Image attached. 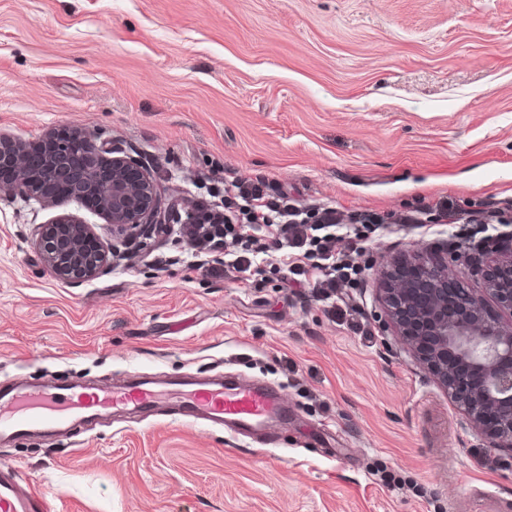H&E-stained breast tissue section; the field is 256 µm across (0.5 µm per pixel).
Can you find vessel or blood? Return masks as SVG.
<instances>
[{"instance_id":"vessel-or-blood-1","label":"vessel or blood","mask_w":512,"mask_h":512,"mask_svg":"<svg viewBox=\"0 0 512 512\" xmlns=\"http://www.w3.org/2000/svg\"><path fill=\"white\" fill-rule=\"evenodd\" d=\"M169 402L179 416L199 417L237 434L262 435L288 419L287 403L262 386L182 379L158 384L136 373L113 388L75 378L39 386L20 379L0 384V444L56 439L95 427L116 409L146 410ZM0 512H50L46 494L26 480L20 464L0 466Z\"/></svg>"}]
</instances>
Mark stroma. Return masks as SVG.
Masks as SVG:
<instances>
[{"mask_svg":"<svg viewBox=\"0 0 512 512\" xmlns=\"http://www.w3.org/2000/svg\"><path fill=\"white\" fill-rule=\"evenodd\" d=\"M80 130L192 203L229 175L298 206L372 211L336 254L362 267L324 297L287 287L277 248L222 273L184 233L93 279L55 276L35 246L63 199L0 194V382L114 384L224 373L277 388L271 444L170 408L72 437L0 446L54 512H512V456L487 448L380 317V270L512 233V0H0V134ZM448 201L457 223L439 224ZM418 212L420 222L398 217Z\"/></svg>","mask_w":512,"mask_h":512,"instance_id":"1","label":"stroma"}]
</instances>
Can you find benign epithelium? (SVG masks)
Wrapping results in <instances>:
<instances>
[{
  "label": "benign epithelium",
  "instance_id": "benign-epithelium-1",
  "mask_svg": "<svg viewBox=\"0 0 512 512\" xmlns=\"http://www.w3.org/2000/svg\"><path fill=\"white\" fill-rule=\"evenodd\" d=\"M48 140L53 149L36 163L24 145L0 135V166L12 171L10 180H0V194H21L52 207L57 200L43 195L42 186L63 183L72 200L94 196L115 230L147 239L171 224L182 199L160 189L143 169L139 178H130L128 170L138 167L135 161L104 158L81 131L52 133ZM36 245L54 274L66 281L92 278L111 264L93 226L73 216L59 215L41 225ZM497 252L500 258L476 271L498 307L512 314V246ZM408 266L418 270L417 279L394 269L381 274L386 316L466 422L485 436L487 447L512 453V323L504 325L489 315L484 298L450 278L444 262L413 256ZM450 284L459 306L453 315L448 314Z\"/></svg>",
  "mask_w": 512,
  "mask_h": 512
}]
</instances>
